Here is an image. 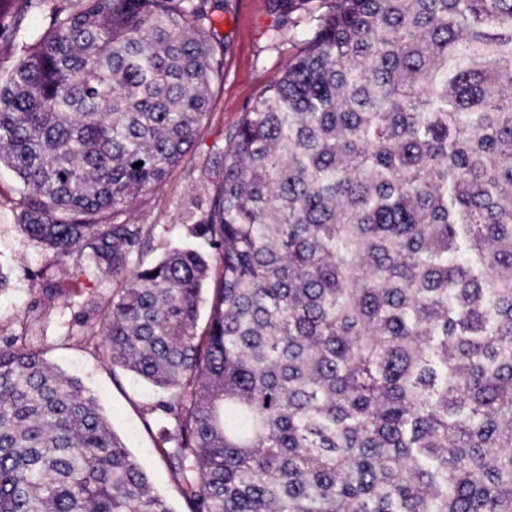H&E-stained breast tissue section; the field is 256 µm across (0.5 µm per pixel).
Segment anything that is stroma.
Instances as JSON below:
<instances>
[{
  "instance_id": "obj_1",
  "label": "stroma",
  "mask_w": 512,
  "mask_h": 512,
  "mask_svg": "<svg viewBox=\"0 0 512 512\" xmlns=\"http://www.w3.org/2000/svg\"><path fill=\"white\" fill-rule=\"evenodd\" d=\"M272 0H224L215 11V38L224 48V82L214 88L209 120L190 152L157 188L149 203H135L126 218L152 226L146 260L160 258L188 241L181 216L193 202L207 199L217 180L230 135L257 98L287 68L303 34L314 25L312 14L296 12L293 24L281 28ZM11 174L0 170V271L9 286L0 292V342L19 335L22 319L44 328V358L76 376L93 393L127 448L148 474L153 489L165 496L174 512H189L161 450L173 419L157 412L159 392L127 371L112 367L100 354L99 340L87 337L77 323L89 297L110 298L116 281L105 275L66 277L56 313L43 314L41 285L50 256L30 241L16 222L18 211Z\"/></svg>"
}]
</instances>
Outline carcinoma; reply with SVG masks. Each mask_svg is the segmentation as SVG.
<instances>
[{
    "label": "carcinoma",
    "mask_w": 512,
    "mask_h": 512,
    "mask_svg": "<svg viewBox=\"0 0 512 512\" xmlns=\"http://www.w3.org/2000/svg\"><path fill=\"white\" fill-rule=\"evenodd\" d=\"M323 2L184 216L213 268L130 266L151 227L119 217L206 124L224 3L62 0L35 34L46 0H5L17 222L123 280L79 323L163 394L190 512H512V0ZM0 512H174L35 340L0 344Z\"/></svg>",
    "instance_id": "1"
}]
</instances>
